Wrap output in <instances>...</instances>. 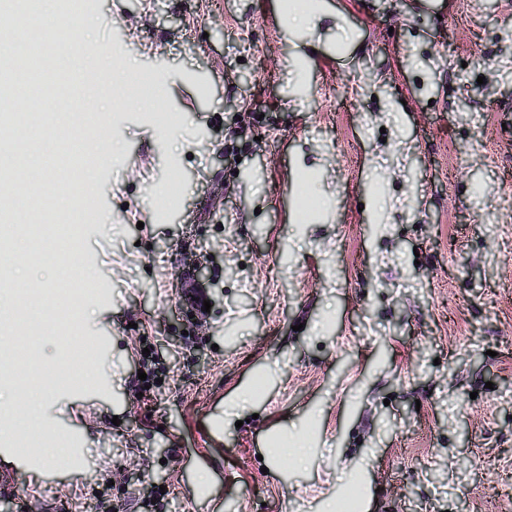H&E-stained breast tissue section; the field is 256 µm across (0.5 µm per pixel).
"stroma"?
Returning a JSON list of instances; mask_svg holds the SVG:
<instances>
[{"label":"stroma","instance_id":"obj_1","mask_svg":"<svg viewBox=\"0 0 512 512\" xmlns=\"http://www.w3.org/2000/svg\"><path fill=\"white\" fill-rule=\"evenodd\" d=\"M95 3L77 37L108 67L136 64L182 121L140 101L104 111L112 170L71 188L100 215L73 272L102 317L78 322L83 383L42 371L41 453L0 440V501L74 512L93 489L116 512H324L356 477L359 512H512V257L492 207L512 183V77L492 69L512 59V0H470L458 22L457 0H322L299 30L285 0ZM306 173L330 203L302 221ZM196 261L201 316L174 277ZM21 267L0 261V293ZM61 267L50 244L22 268L55 283ZM258 384L254 420L223 417ZM298 433L306 466L269 458Z\"/></svg>","mask_w":512,"mask_h":512}]
</instances>
